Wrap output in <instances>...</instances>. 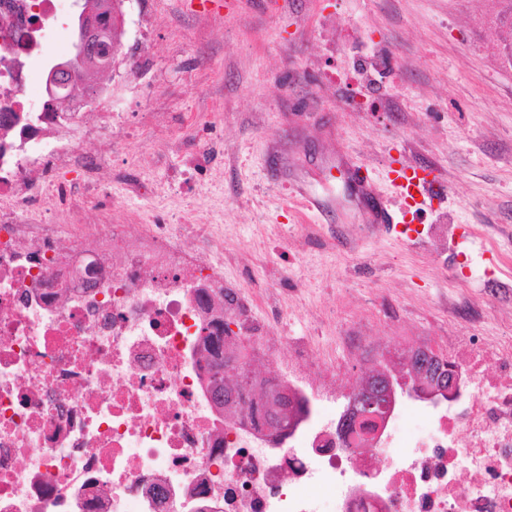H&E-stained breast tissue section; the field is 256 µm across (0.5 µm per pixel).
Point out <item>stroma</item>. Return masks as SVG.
<instances>
[{
  "mask_svg": "<svg viewBox=\"0 0 512 512\" xmlns=\"http://www.w3.org/2000/svg\"><path fill=\"white\" fill-rule=\"evenodd\" d=\"M112 61V193L205 210L180 176L224 133V272L276 335L308 340L358 379L385 351L512 332V0H126ZM443 191L407 240L370 211L403 202L389 168ZM322 210L300 204L302 192Z\"/></svg>",
  "mask_w": 512,
  "mask_h": 512,
  "instance_id": "35a3bbf8",
  "label": "stroma"
}]
</instances>
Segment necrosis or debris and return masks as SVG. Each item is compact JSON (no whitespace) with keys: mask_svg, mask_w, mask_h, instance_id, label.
Wrapping results in <instances>:
<instances>
[{"mask_svg":"<svg viewBox=\"0 0 512 512\" xmlns=\"http://www.w3.org/2000/svg\"><path fill=\"white\" fill-rule=\"evenodd\" d=\"M61 0H0V512H512V336H462V395L347 425L345 368L247 317L184 204L114 223L85 99L31 94ZM40 109L29 112L30 102ZM95 214L92 248L66 234ZM221 288L290 401L288 429L218 412L190 363Z\"/></svg>","mask_w":512,"mask_h":512,"instance_id":"obj_1","label":"necrosis or debris"}]
</instances>
